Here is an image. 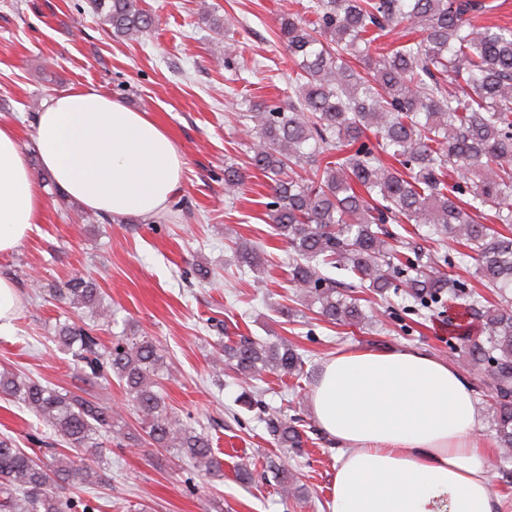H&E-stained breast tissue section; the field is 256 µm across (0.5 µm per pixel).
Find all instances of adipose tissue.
<instances>
[{
  "instance_id": "adipose-tissue-1",
  "label": "adipose tissue",
  "mask_w": 512,
  "mask_h": 512,
  "mask_svg": "<svg viewBox=\"0 0 512 512\" xmlns=\"http://www.w3.org/2000/svg\"><path fill=\"white\" fill-rule=\"evenodd\" d=\"M37 150L55 185L88 209L151 216L177 191L184 158L148 113L93 87L53 97L34 116ZM45 187L17 129L0 123V256L42 223ZM339 449L332 512H495L481 415L460 372L413 350H340L309 396Z\"/></svg>"
}]
</instances>
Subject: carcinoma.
Returning a JSON list of instances; mask_svg holds the SVG:
<instances>
[{
    "label": "carcinoma",
    "instance_id": "cac0c4a2",
    "mask_svg": "<svg viewBox=\"0 0 512 512\" xmlns=\"http://www.w3.org/2000/svg\"><path fill=\"white\" fill-rule=\"evenodd\" d=\"M92 8L117 36L133 39L152 25L141 0H93ZM487 8L481 0H307L301 9L314 19L292 11L278 17L288 102L255 103L245 119L253 123V166L273 198L275 235L294 253L290 281L325 321L358 326L368 319L358 299L326 274L329 268L380 296L399 289L420 310L461 296L444 257L398 259L394 243L402 234L387 227L390 221L424 225L466 247L478 281L503 299L512 293V231L482 223L492 211L497 223L512 224V28L476 25L473 18ZM402 24L421 38L382 47ZM305 165L306 176L294 172ZM243 184L238 168H224L227 192ZM237 259L253 271L262 263L247 243L238 246ZM64 298L96 319L110 312L101 289L81 276L69 279ZM470 314L482 338L469 340L464 357L491 365L486 387L497 442L511 453L512 307L478 300ZM56 342L82 378L114 377L123 385L154 446L175 450L206 475L221 470L208 436L160 395L164 357L151 339L119 335L104 349L93 328L65 323ZM220 356L244 380L303 373L302 356L286 341L242 336L221 346ZM0 394L77 449L75 456L55 452L42 460L0 440V512H93L80 491L106 476L101 438L125 437L112 407L8 370L0 372ZM265 423L284 448L299 452L308 441L293 420L269 414Z\"/></svg>",
    "mask_w": 512,
    "mask_h": 512
}]
</instances>
